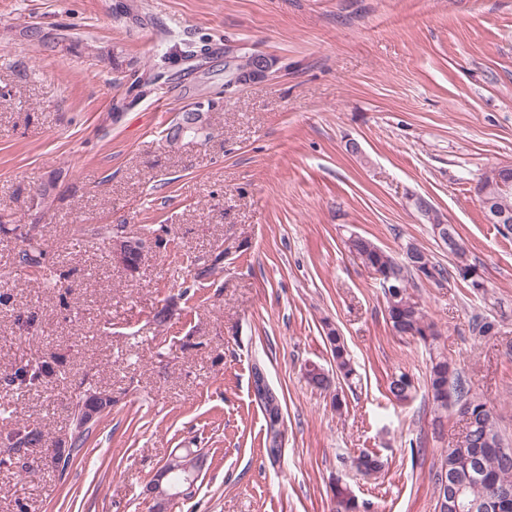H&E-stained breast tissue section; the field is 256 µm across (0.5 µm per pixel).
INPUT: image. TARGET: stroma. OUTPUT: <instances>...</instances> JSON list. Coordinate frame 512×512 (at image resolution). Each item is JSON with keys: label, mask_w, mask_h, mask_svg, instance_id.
Wrapping results in <instances>:
<instances>
[{"label": "stroma", "mask_w": 512, "mask_h": 512, "mask_svg": "<svg viewBox=\"0 0 512 512\" xmlns=\"http://www.w3.org/2000/svg\"><path fill=\"white\" fill-rule=\"evenodd\" d=\"M240 52L266 57L269 78L227 88ZM207 100L209 138L167 143ZM504 164L512 0H0V216L20 226L0 231V377L55 372L0 386V442L44 434L33 476L0 454V512H152L157 471L197 453L193 492L168 512H335L338 480L367 512H437L432 476L460 414L435 412L427 349L392 330L344 242L396 257L412 243L449 268L416 199L456 226L483 288L452 275L409 291L512 444V233L475 191ZM51 179L59 193L38 208ZM116 224L151 241L135 272L100 233ZM25 233L45 269L19 265ZM476 315L496 334L474 335ZM331 327L356 379L321 390L305 372L331 367ZM256 363L281 396L276 462ZM401 372L415 384L404 403L388 393ZM83 380L112 405L62 475L52 446L71 440ZM365 453L380 472L357 469Z\"/></svg>", "instance_id": "obj_1"}]
</instances>
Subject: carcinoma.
<instances>
[{"instance_id": "cac0c4a2", "label": "carcinoma", "mask_w": 512, "mask_h": 512, "mask_svg": "<svg viewBox=\"0 0 512 512\" xmlns=\"http://www.w3.org/2000/svg\"><path fill=\"white\" fill-rule=\"evenodd\" d=\"M195 112H202V105L196 104L194 108L184 112L178 120L167 128L166 139L171 141L179 135L186 138L194 137L191 132H183L188 118ZM492 207L500 212L512 214V185L507 189H494L489 192ZM447 231L443 245L448 254L455 258L454 273L464 280H469L471 287H478V270L469 263L463 240L452 224L445 225ZM345 245L351 255L360 260L374 278L383 283L387 280L396 284L394 288L384 289L386 301L387 320L393 331L400 335L410 336L424 347L428 348L430 367L427 379L428 395L434 406L441 410H448V406L455 403L463 407L470 414V423L467 432L461 434L455 444L448 449L440 470L435 474V484L438 497L447 503L446 512H455L452 488L454 481L465 473V470L476 464L480 467L476 479L465 485L462 498L467 502L480 505L476 512H497L496 503L492 498L493 490L504 486L512 487V448L504 446L492 409L486 402L476 396H468L462 385L459 372L455 364L448 357L434 352V345L438 339V332L433 321L423 313L420 305L408 293V284L414 278H420L419 270L411 266H401L392 254L377 246L371 239L352 234ZM417 261L420 267L429 269V277L433 282H439L448 276V269L432 261V258L420 248H415ZM46 259V251L38 243L28 242L19 252V264L25 268L40 269ZM327 340L336 372L348 381L354 373L351 360L343 338L337 330L329 329ZM42 369L30 370L25 366L17 368L13 374L4 378L8 386H32L42 381ZM306 378L310 385L325 389L330 386L333 377L323 369L310 365L306 369ZM263 381L259 367L253 369L254 401L264 412L266 418L265 451L269 458L277 460L281 456L282 448L278 443L276 425L281 420V403L278 394L266 384L259 386ZM414 386L413 378L402 372L391 378L388 391L394 400L403 402L410 398ZM74 431L71 447L68 449L65 461L58 466L60 473H65L71 466L74 457L82 450L87 440L90 428L82 427L77 418H72ZM43 432L37 428L25 427L8 439L7 448L3 453L11 455L18 448L27 449L41 441ZM356 467L363 473L378 472L383 467L382 459L375 454H363L356 460ZM336 498V512H361L364 504L353 495V490L345 483H338L334 488Z\"/></svg>"}]
</instances>
